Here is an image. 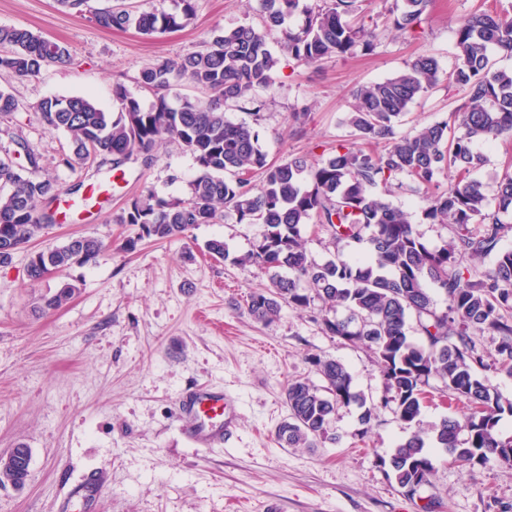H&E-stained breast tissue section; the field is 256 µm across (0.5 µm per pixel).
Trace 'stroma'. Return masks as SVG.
<instances>
[{
    "label": "stroma",
    "mask_w": 512,
    "mask_h": 512,
    "mask_svg": "<svg viewBox=\"0 0 512 512\" xmlns=\"http://www.w3.org/2000/svg\"><path fill=\"white\" fill-rule=\"evenodd\" d=\"M195 7L186 27L146 35L132 27L102 28L91 15L59 10L55 0H0V26L31 30L71 52L68 64L47 66L33 78L0 71V89L20 104L19 111L0 114V158L22 138L63 187L80 181L98 187L91 207L70 209L66 223H51L29 250L0 267V456L19 446L32 454L25 486L0 487V512H84L69 495L89 475L103 486L93 512H418L419 501L429 499L442 512H512V467L452 463L438 448L419 501L405 498L383 461L408 431L387 408L366 437L358 435L359 410L351 405L336 414L335 443L279 445L275 430L288 415L286 385L314 378L310 357L341 361L357 390L376 400L384 380L370 352L327 335L316 310L286 306L269 325L247 314L250 291L268 285L269 275L236 259L260 239L262 225L229 217L171 240L141 241L138 227L114 223L144 190L188 197L199 168L178 144L163 142L150 155L132 157L121 177L106 164L84 173L63 165L69 137L44 126L34 110L39 101L85 95L112 112L113 86L120 82L150 103L135 82L143 67L198 50L214 29L263 25L259 0H195ZM481 7L512 11V0H434L410 32L393 28L381 0H362L361 10L377 22L373 52L301 66L281 59L260 114L232 105L226 117L258 130L269 159L313 161L351 141L345 119L354 88L393 77L429 54L444 78L395 125L396 135L417 134L450 119L463 103V91L445 75L456 62L458 21ZM301 109L307 116L299 131L290 115ZM476 148L486 162L474 177L493 192L512 166V142ZM386 199L408 213L428 246L449 239L444 225L424 220L418 195L395 186ZM80 235L103 242L96 264L30 284L29 251ZM131 238L138 241L133 250L126 247ZM212 239L224 241L228 259L208 255ZM67 282L77 287L73 297L44 309L43 298ZM199 386L224 388L240 403L237 432L224 447H196L179 430V398Z\"/></svg>",
    "instance_id": "obj_1"
}]
</instances>
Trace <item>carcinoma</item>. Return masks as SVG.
<instances>
[{
    "label": "carcinoma",
    "mask_w": 512,
    "mask_h": 512,
    "mask_svg": "<svg viewBox=\"0 0 512 512\" xmlns=\"http://www.w3.org/2000/svg\"><path fill=\"white\" fill-rule=\"evenodd\" d=\"M262 0L264 29L241 24L217 29L196 51L176 59L159 58L139 72L138 82L155 93L145 106L122 83L113 87L117 111L108 112L84 96L49 97L34 106L52 131L69 135L62 162L72 171L96 162L122 166L133 156L151 152L164 140L177 141L199 166L185 200L165 199L151 190L117 214V224L139 227L127 240L135 249L147 238H176L196 224H214L230 214L238 224H261L264 233L250 252L236 258L271 273L270 286L250 292L247 311L270 324L282 305L300 312L321 303L323 330L346 343H360L374 356L384 379L379 402L356 390L353 377L340 361L315 356L311 363L320 383L294 379L286 388L288 417L275 438L289 448H317L336 443L332 423L336 412L355 405L360 409L358 435H367L379 407H389L410 434L389 458L392 476L412 500L429 482L434 458L426 439L453 462L485 465L494 460L512 467V437L498 431L500 416L512 413V403L479 377L476 368L486 359L512 374V250L499 247L506 229L502 216L512 213V174L496 183L493 199L470 175L484 165L474 143L512 138V70L496 69L489 57L493 46L512 51V14L477 10L457 26V63L449 79L465 93V102L452 113V122H437L416 135L398 137L394 122L439 80L438 60L420 55L391 78L358 87L354 110L346 123L353 140L340 143L314 162L295 157L268 161L251 126L229 121L224 104L243 102L257 116L265 101L255 92H272L278 57L268 37L279 34L280 46L299 64L311 65L332 56L368 54L374 31L359 12L358 0ZM389 10L400 30H413L432 0H402ZM72 14L90 12L105 29L130 26L145 34L166 33L194 19V0H178L174 12L135 13L125 4L99 11L89 0H56ZM304 14L297 27L286 24L296 11ZM0 71L23 79L38 75L51 64L70 60L69 48L30 30L0 26ZM185 80L206 97L170 93ZM385 144L384 149L376 145ZM14 153L24 158L18 169L0 158V266L55 221L51 206L61 188L43 173L41 157L23 141ZM264 174L262 185L250 174ZM448 173L451 182L438 190L436 176ZM412 181L411 190L424 194L423 216L431 224L450 227L440 247H430L414 230L405 212L375 192L399 176ZM315 223L334 245L367 244L368 256L351 259L341 250L317 262L307 251L303 225ZM105 246L91 236L73 237L60 246L33 251L27 273L39 282L49 272L94 264ZM495 255L494 267L482 271L478 263ZM288 271L283 276L280 271ZM447 298L436 308L428 284ZM65 284L44 299L56 309L76 292ZM345 315H338V309ZM416 319V333L408 321ZM499 337L495 353L477 348L473 336ZM439 385L433 386L431 382ZM450 396L465 405L454 419L424 425L420 419L428 391Z\"/></svg>",
    "instance_id": "cac0c4a2"
}]
</instances>
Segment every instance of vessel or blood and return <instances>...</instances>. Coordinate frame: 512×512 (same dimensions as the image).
<instances>
[{
    "mask_svg": "<svg viewBox=\"0 0 512 512\" xmlns=\"http://www.w3.org/2000/svg\"><path fill=\"white\" fill-rule=\"evenodd\" d=\"M239 414L234 397L221 390L200 387L181 400L178 419L189 440L205 448H216L232 437Z\"/></svg>",
    "mask_w": 512,
    "mask_h": 512,
    "instance_id": "1",
    "label": "vessel or blood"
}]
</instances>
